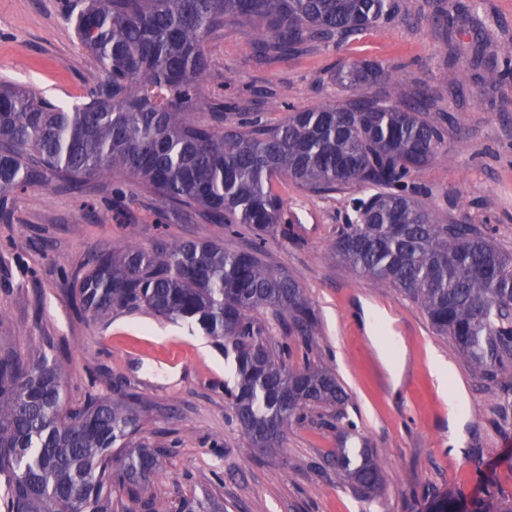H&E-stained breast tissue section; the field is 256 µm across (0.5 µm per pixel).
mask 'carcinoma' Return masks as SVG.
Masks as SVG:
<instances>
[{
  "mask_svg": "<svg viewBox=\"0 0 512 512\" xmlns=\"http://www.w3.org/2000/svg\"><path fill=\"white\" fill-rule=\"evenodd\" d=\"M81 45L100 61L88 102L73 109L0 85V216L9 196L51 177L81 189L94 181L121 191L118 175L179 216L202 210L230 235L244 228L250 247L227 251L217 239L160 238L96 250L73 298L105 319L147 308L166 321L196 322L233 354L230 391L247 447L284 448L288 428L307 409L345 404L333 368L273 342L272 313L306 353L318 318L299 285L262 259L270 237L288 232L275 182L328 195L349 189L355 220L328 255L420 305L433 330L449 337L482 378L505 377L512 392V253L472 224H442L414 197V175L447 155L441 126L421 116L425 100H406L376 63H351L336 82L382 84L384 100L294 110L266 125L234 111L223 95L201 94L211 62L209 36L247 27L260 57L289 58L344 42L392 16L391 0H63ZM488 76H512V42L496 49ZM65 372L45 354L0 355V476L3 512H112V488H146L159 474L161 448H133L147 406L127 383L79 408L63 406ZM336 470L364 493L382 485L377 456L347 440ZM433 512H461L437 494ZM197 498L131 499L121 512H220ZM470 512H512L494 493Z\"/></svg>",
  "mask_w": 512,
  "mask_h": 512,
  "instance_id": "carcinoma-1",
  "label": "carcinoma"
}]
</instances>
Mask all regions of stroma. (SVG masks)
I'll return each mask as SVG.
<instances>
[{"label":"stroma","mask_w":512,"mask_h":512,"mask_svg":"<svg viewBox=\"0 0 512 512\" xmlns=\"http://www.w3.org/2000/svg\"><path fill=\"white\" fill-rule=\"evenodd\" d=\"M397 17L358 38L321 45L300 58H254L246 28L209 38L211 73L203 95L226 100L264 122L286 112L263 108L257 94L276 91L298 109L377 97L381 86L346 88L335 71L345 63H382L408 95L427 91L424 113L441 122L448 155L416 176L415 196L442 223L472 224L512 252V78L486 84L466 48L512 38V0H460L473 17L451 52L432 23L435 0H395ZM62 0H0V82L54 103L84 102L86 52ZM279 191L288 234L269 240L263 258L302 288L319 320L317 353L332 365L349 396L344 420L313 410L289 428L283 451L247 447L227 389L234 366L216 343L200 349L194 323L157 319L148 310L116 312L100 321L77 314L69 290L88 269L94 249L177 240L220 239L229 251L248 248V234L195 216H164L159 202L129 185L123 199L68 190L46 181L11 196L0 221V351L27 358L47 353L66 373L70 407L109 395L123 381L149 406L136 441L163 449L161 470L142 498L209 496L226 512H426V491L455 495L470 512L485 489L512 500V406L500 385L481 378L437 335L413 301L355 275L327 254L353 213L349 191L312 194L288 182ZM451 375L439 386L432 357ZM349 447L369 443L384 489L367 498L336 474L332 456L341 432ZM483 478H476V469Z\"/></svg>","instance_id":"obj_1"}]
</instances>
